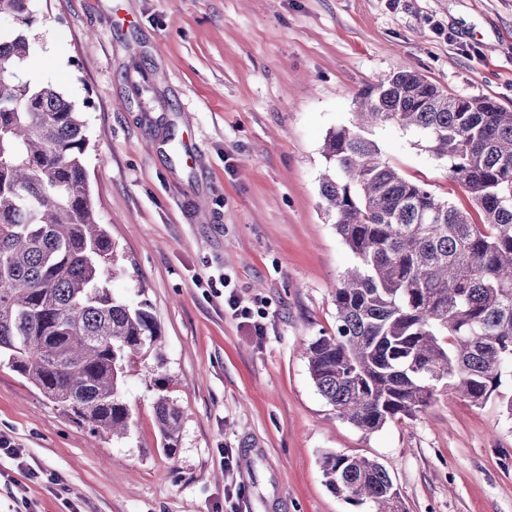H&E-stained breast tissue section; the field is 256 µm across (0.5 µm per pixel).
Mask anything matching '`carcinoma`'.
<instances>
[{
  "instance_id": "obj_1",
  "label": "carcinoma",
  "mask_w": 512,
  "mask_h": 512,
  "mask_svg": "<svg viewBox=\"0 0 512 512\" xmlns=\"http://www.w3.org/2000/svg\"><path fill=\"white\" fill-rule=\"evenodd\" d=\"M29 2L0 0L18 23L0 34V357L60 410L122 437L126 369L156 345L157 326L107 286L112 238L87 185L83 107L22 76ZM385 125L447 160L478 216L401 176L372 138ZM324 156V209L357 264L336 287V333L306 347L320 394L365 433L416 417L440 385L474 406L495 395L512 418L501 391L512 369V109L403 70L362 90ZM154 411L171 453L180 411L166 398ZM322 469L345 500L403 512L377 460L327 453Z\"/></svg>"
}]
</instances>
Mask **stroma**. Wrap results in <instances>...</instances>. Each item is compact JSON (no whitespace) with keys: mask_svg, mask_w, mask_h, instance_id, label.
Returning <instances> with one entry per match:
<instances>
[{"mask_svg":"<svg viewBox=\"0 0 512 512\" xmlns=\"http://www.w3.org/2000/svg\"><path fill=\"white\" fill-rule=\"evenodd\" d=\"M31 16L23 75L85 104L109 287L160 339L130 363L120 440L0 362V434L39 473L1 456L0 512L24 499L32 512H372L327 487L328 452L380 462L406 512H512L498 398L473 406L442 388L367 434L337 417L304 353L335 331L354 263L321 206L327 134L402 70L512 109V0H31ZM373 136L402 176L469 207L419 134ZM161 397L181 412L170 453Z\"/></svg>","mask_w":512,"mask_h":512,"instance_id":"1","label":"stroma"}]
</instances>
